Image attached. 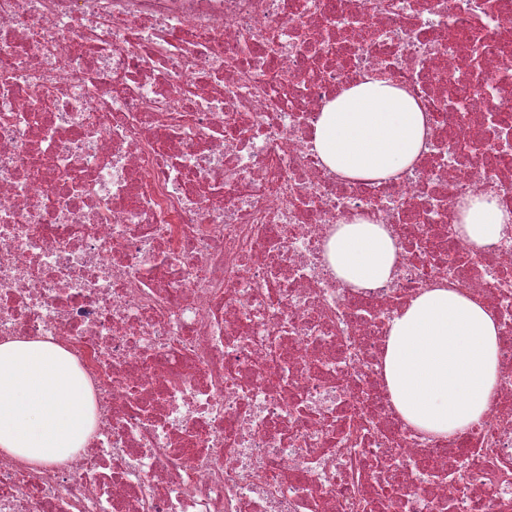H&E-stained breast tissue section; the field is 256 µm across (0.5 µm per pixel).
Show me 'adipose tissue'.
I'll return each instance as SVG.
<instances>
[{
    "mask_svg": "<svg viewBox=\"0 0 512 512\" xmlns=\"http://www.w3.org/2000/svg\"><path fill=\"white\" fill-rule=\"evenodd\" d=\"M429 117L379 71L343 89L315 125L313 150L327 173L384 182L405 174L425 148ZM455 228L471 249L497 243L512 213L491 194L460 199ZM391 230L357 215L337 225L328 268L349 287L369 290L397 277ZM499 326L481 301L436 285L390 321L383 372L391 402L416 432L445 437L486 413L499 374ZM95 416L76 359L47 339L0 342V455L39 468L71 459L86 445Z\"/></svg>",
    "mask_w": 512,
    "mask_h": 512,
    "instance_id": "1",
    "label": "adipose tissue"
}]
</instances>
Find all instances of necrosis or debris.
I'll list each match as a JSON object with an SVG mask.
<instances>
[{
    "label": "necrosis or debris",
    "instance_id": "obj_1",
    "mask_svg": "<svg viewBox=\"0 0 512 512\" xmlns=\"http://www.w3.org/2000/svg\"><path fill=\"white\" fill-rule=\"evenodd\" d=\"M381 67L432 117L411 174L330 177L323 107ZM512 0H0V339L53 337L91 382L72 459L0 457V512H512ZM365 213L401 243L367 294L316 274ZM496 313L487 412L406 426L390 320L437 282ZM509 214L498 197L486 194L460 199L455 209V228L461 242L470 249H480L501 240L510 229Z\"/></svg>",
    "mask_w": 512,
    "mask_h": 512
}]
</instances>
